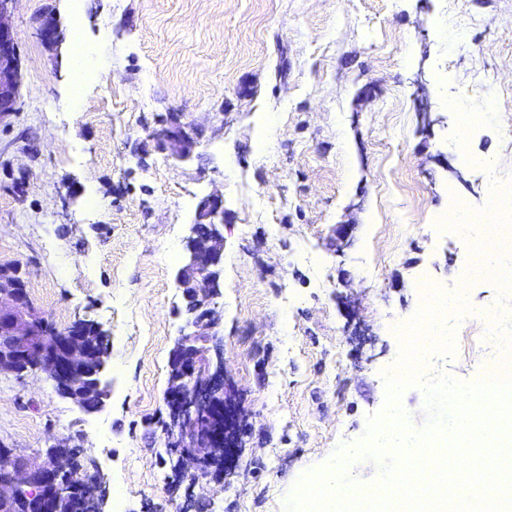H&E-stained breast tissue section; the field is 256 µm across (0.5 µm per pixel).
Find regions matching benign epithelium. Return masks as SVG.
<instances>
[{
	"mask_svg": "<svg viewBox=\"0 0 512 512\" xmlns=\"http://www.w3.org/2000/svg\"><path fill=\"white\" fill-rule=\"evenodd\" d=\"M17 0H0V119L17 111L22 85V61L13 30L4 19ZM43 44L54 51L64 43L62 24L55 15L38 20ZM156 147L176 160L192 156L197 132L170 117L150 134ZM209 226L207 234L198 225ZM224 199L210 195L197 209L186 239L187 255L175 276L176 287L194 303L187 319L191 332L182 334L170 351V376L165 395L169 444L178 449L175 466L196 484L204 479L201 459L208 448L227 452L240 447L242 421L238 406L224 387L223 352L202 347L220 322L215 298L220 294V265L224 256ZM78 319L49 339L42 335L45 319L34 306L26 273L17 264L0 263V375L42 371L55 390L87 414L102 411L111 397L107 377L110 352L97 350L110 334L89 336ZM74 449L62 441L43 458H26L10 448L0 449V509L25 502L27 512H82L81 495L67 473ZM100 488L89 504L90 512H104L108 491L100 473L93 475Z\"/></svg>",
	"mask_w": 512,
	"mask_h": 512,
	"instance_id": "benign-epithelium-1",
	"label": "benign epithelium"
}]
</instances>
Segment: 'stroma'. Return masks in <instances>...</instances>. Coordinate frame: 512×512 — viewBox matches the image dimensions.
Segmentation results:
<instances>
[{"instance_id": "stroma-1", "label": "stroma", "mask_w": 512, "mask_h": 512, "mask_svg": "<svg viewBox=\"0 0 512 512\" xmlns=\"http://www.w3.org/2000/svg\"><path fill=\"white\" fill-rule=\"evenodd\" d=\"M48 13L58 52L39 37ZM9 23L23 78L0 119V262L20 263L57 327L109 331L112 395L86 414L43 373L0 375V444L35 457L73 438L126 512H178L158 420L186 326L174 279L212 194V343L245 432L223 477L196 488L203 512H285L304 474L365 439L421 280L477 309L512 300L465 282L463 243L432 230L449 191L480 209L488 173L512 183V0H18ZM460 109L490 116L469 141L485 167L454 144ZM168 112L204 131L191 159L152 148ZM453 331L451 357L426 369L473 382L479 331ZM38 30L43 44L58 52L64 43L62 24L55 15L43 16L38 20Z\"/></svg>"}]
</instances>
